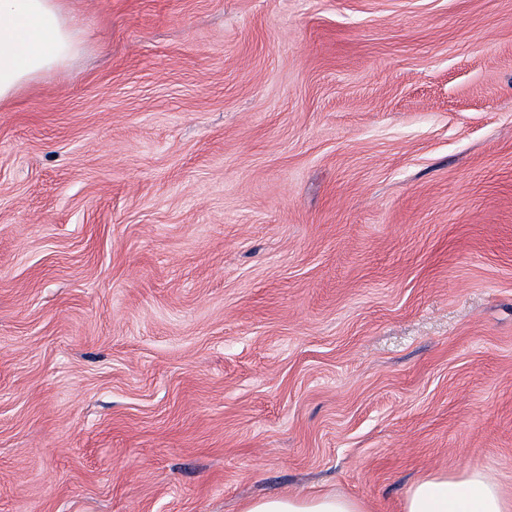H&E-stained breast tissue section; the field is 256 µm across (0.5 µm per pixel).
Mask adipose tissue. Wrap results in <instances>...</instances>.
<instances>
[{
	"instance_id": "obj_1",
	"label": "adipose tissue",
	"mask_w": 512,
	"mask_h": 512,
	"mask_svg": "<svg viewBox=\"0 0 512 512\" xmlns=\"http://www.w3.org/2000/svg\"><path fill=\"white\" fill-rule=\"evenodd\" d=\"M80 31L62 0H0V104L29 83L59 71L80 48ZM244 512H368L358 499L326 492L249 502ZM404 512H512L483 472L431 475L409 490Z\"/></svg>"
}]
</instances>
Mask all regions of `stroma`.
<instances>
[{
  "mask_svg": "<svg viewBox=\"0 0 512 512\" xmlns=\"http://www.w3.org/2000/svg\"><path fill=\"white\" fill-rule=\"evenodd\" d=\"M0 106V512L512 501V0H66ZM512 504L483 472L430 475L408 491L404 512H510ZM243 512H368L356 498L326 492L308 496L281 495L249 502Z\"/></svg>",
  "mask_w": 512,
  "mask_h": 512,
  "instance_id": "1",
  "label": "stroma"
}]
</instances>
